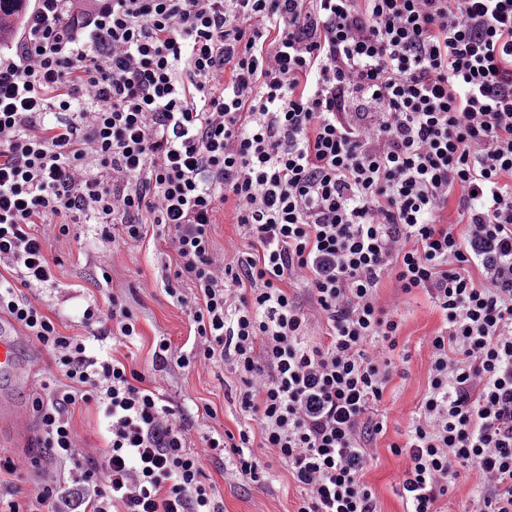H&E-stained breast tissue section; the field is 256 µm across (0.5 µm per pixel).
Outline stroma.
<instances>
[{
  "label": "stroma",
  "instance_id": "obj_1",
  "mask_svg": "<svg viewBox=\"0 0 512 512\" xmlns=\"http://www.w3.org/2000/svg\"><path fill=\"white\" fill-rule=\"evenodd\" d=\"M55 284L43 289V310L58 317L60 330L70 336H85L82 323L89 301L107 308L110 295L124 299L138 318L141 337L132 348L138 370L153 375L164 397L184 413L192 425V440L217 431L237 432L242 416L239 407L240 384L225 367L154 371L153 343L168 338L175 347L189 349L193 341L188 311L164 290L161 280L172 273L176 258L163 235L150 234L138 242L116 240L112 245L109 272L111 283H104L99 269L97 245L92 226L75 224L68 236L52 240ZM441 315L423 295L409 299L400 319L399 346L409 355L403 369L393 372L380 410L388 417L385 435L377 437L375 459L364 475L372 487L380 512H404L393 487L400 476V461L389 450L392 443L406 439L408 416L420 404L427 389L430 350L427 340L441 327ZM0 452L18 457L22 470L10 482L18 487L20 502H29L42 470L40 446L0 434ZM267 464L270 477L262 483H245L232 465L217 459L203 463L207 483L213 485L224 502V512H296L300 493L277 453L270 448L256 451Z\"/></svg>",
  "mask_w": 512,
  "mask_h": 512
}]
</instances>
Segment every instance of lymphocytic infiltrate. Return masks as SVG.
<instances>
[{"mask_svg": "<svg viewBox=\"0 0 512 512\" xmlns=\"http://www.w3.org/2000/svg\"><path fill=\"white\" fill-rule=\"evenodd\" d=\"M34 2L0 55V313L53 357L29 512H224L203 462L258 483V444L287 466L297 512H378L363 475L399 345L388 278L443 318L392 447L404 512L450 497L512 512V0H103L82 18ZM229 201L246 244L219 260ZM73 224L96 225L104 271L115 236L163 234L194 340H157L153 367L228 365L238 433L193 447L184 414L112 353L139 337L119 297L85 308L91 337L58 330L37 293L54 283L51 234ZM90 403L107 433L92 453L71 418ZM465 469L482 495L457 485Z\"/></svg>", "mask_w": 512, "mask_h": 512, "instance_id": "1", "label": "lymphocytic infiltrate"}]
</instances>
